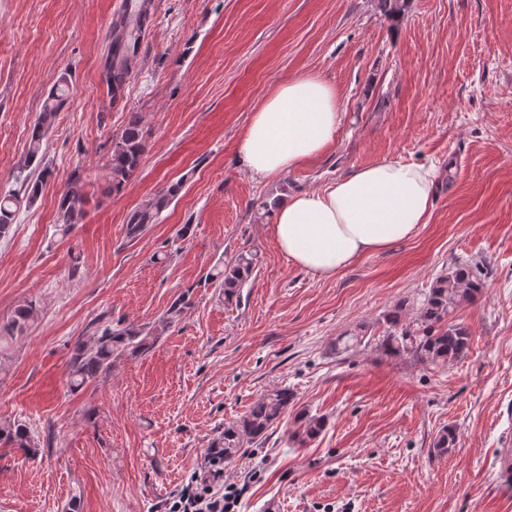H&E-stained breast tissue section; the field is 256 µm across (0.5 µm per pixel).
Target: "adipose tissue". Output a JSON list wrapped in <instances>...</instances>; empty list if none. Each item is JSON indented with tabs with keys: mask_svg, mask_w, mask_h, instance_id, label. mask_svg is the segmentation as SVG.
<instances>
[{
	"mask_svg": "<svg viewBox=\"0 0 512 512\" xmlns=\"http://www.w3.org/2000/svg\"><path fill=\"white\" fill-rule=\"evenodd\" d=\"M342 115L335 89L314 74L278 85L240 139L253 175L275 177L326 152ZM436 173L382 160L321 190L285 197L274 212L278 250L313 276L331 279L365 255L413 238L428 223Z\"/></svg>",
	"mask_w": 512,
	"mask_h": 512,
	"instance_id": "1",
	"label": "adipose tissue"
}]
</instances>
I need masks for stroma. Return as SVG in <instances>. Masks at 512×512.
I'll return each mask as SVG.
<instances>
[{
    "label": "stroma",
    "mask_w": 512,
    "mask_h": 512,
    "mask_svg": "<svg viewBox=\"0 0 512 512\" xmlns=\"http://www.w3.org/2000/svg\"><path fill=\"white\" fill-rule=\"evenodd\" d=\"M151 18L124 97L102 80L124 0H0V189L61 73L73 96L43 140L52 175L0 238V417L25 421L36 456L0 447V512H167L203 452L267 390L294 394L262 445L224 468L240 512H512L499 477L512 407V0H148ZM320 76L343 120L330 149L275 179L238 151L275 84ZM147 147L118 196L112 139L130 113ZM382 160L436 170L417 235L325 280L276 247L269 206ZM80 172L93 200L67 236L57 199ZM182 189L136 239L130 213ZM189 235H181L183 225ZM243 249L258 263L238 302L206 282ZM480 262L486 287L455 309L471 333L443 365L385 355L384 316L433 281ZM188 296L153 349L81 389L67 384L79 338L107 322L158 320ZM365 343L340 353L339 336ZM323 417L299 443L300 414ZM457 445L438 454L439 431ZM36 314V306L33 302L27 301L15 307L10 320L0 326L1 336H15L24 332L28 323Z\"/></svg>",
    "instance_id": "stroma-1"
}]
</instances>
